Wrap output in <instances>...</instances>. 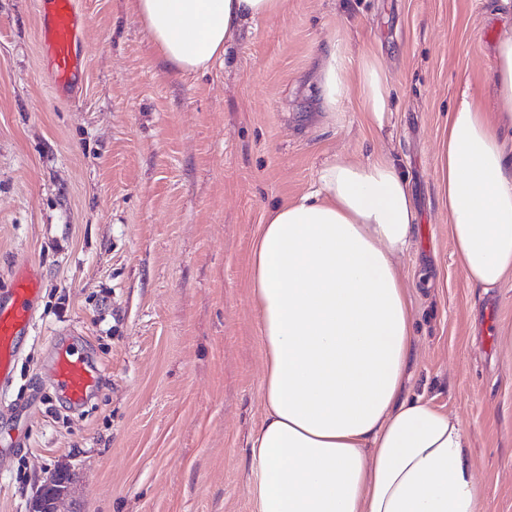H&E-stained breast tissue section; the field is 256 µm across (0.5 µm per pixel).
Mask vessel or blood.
I'll return each mask as SVG.
<instances>
[{"label": "vessel or blood", "instance_id": "b4317fda", "mask_svg": "<svg viewBox=\"0 0 512 512\" xmlns=\"http://www.w3.org/2000/svg\"><path fill=\"white\" fill-rule=\"evenodd\" d=\"M41 17L39 37L48 71L56 89L67 88L80 74L83 58L78 51L86 21L75 0H35ZM11 300L0 304V382L12 379L21 356L20 343L32 324L34 297L39 281L30 269L19 271L11 286ZM52 375L58 392L73 405L85 403L99 383L97 368L82 353L61 346L53 360Z\"/></svg>", "mask_w": 512, "mask_h": 512}]
</instances>
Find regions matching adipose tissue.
Masks as SVG:
<instances>
[{
  "label": "adipose tissue",
  "mask_w": 512,
  "mask_h": 512,
  "mask_svg": "<svg viewBox=\"0 0 512 512\" xmlns=\"http://www.w3.org/2000/svg\"><path fill=\"white\" fill-rule=\"evenodd\" d=\"M285 0H129L169 68L208 71L243 24ZM494 111L461 89L439 143L436 178L469 285L512 275V24L495 48ZM327 112L357 94L365 125L388 123L382 60L349 76L345 47L322 56ZM417 215L387 154L336 157L314 189L271 208L249 265L264 348V416L250 447L254 512H485L461 421L403 397L415 311L397 265Z\"/></svg>",
  "instance_id": "ef3b65f1"
}]
</instances>
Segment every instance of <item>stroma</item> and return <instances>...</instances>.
<instances>
[{
  "label": "stroma",
  "mask_w": 512,
  "mask_h": 512,
  "mask_svg": "<svg viewBox=\"0 0 512 512\" xmlns=\"http://www.w3.org/2000/svg\"><path fill=\"white\" fill-rule=\"evenodd\" d=\"M87 19L76 94L48 82L33 0H0V299L40 274L33 331L0 387V512H30L56 466L60 512H252L250 441L264 413L250 296L269 209L336 156L397 157L419 222L398 260L416 325L405 395L458 417L487 512H512V277L471 287L438 199V139L463 86L493 110L497 0H287L245 23L210 71L160 58L127 0ZM336 40L384 62L379 134L357 99L330 117L316 73ZM99 367L87 402L54 387L59 343Z\"/></svg>",
  "instance_id": "obj_1"
}]
</instances>
